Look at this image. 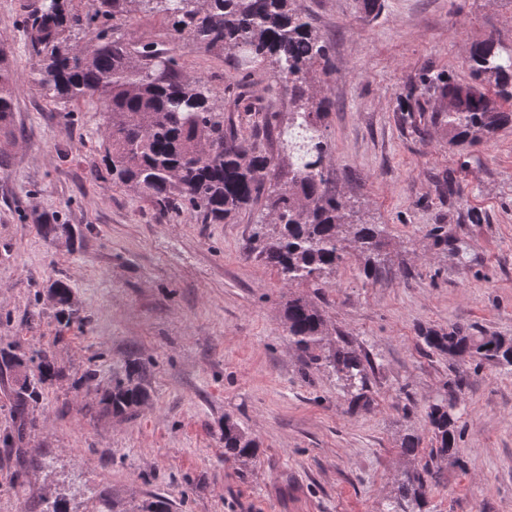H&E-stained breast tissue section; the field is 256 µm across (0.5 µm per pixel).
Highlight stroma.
I'll use <instances>...</instances> for the list:
<instances>
[{"label":"stroma","instance_id":"1","mask_svg":"<svg viewBox=\"0 0 512 512\" xmlns=\"http://www.w3.org/2000/svg\"><path fill=\"white\" fill-rule=\"evenodd\" d=\"M41 3L0 0V50L18 80L14 138L0 142V348L50 350L65 377L21 416L15 374H0V432L16 433L0 450V512H39L38 493L66 512H97L102 496L114 512H144L156 495L172 512H388L404 473L429 458L423 405L444 397L454 369L467 379L459 435L428 508L512 512V372L449 367L420 339L454 325L512 336V126L452 146L433 97L407 96L423 71L470 82L472 44L491 33L512 43V0H382L370 15L360 0H303L334 65L317 77L333 102L321 122L329 183L386 236L377 278L352 255L316 296L333 337L372 363L366 409L351 407L332 369L304 374L288 343L286 303L311 290L284 286L251 252L263 202L203 224L113 183L103 106L37 84L27 24ZM102 34L174 56L207 82L225 122H244L238 96L259 98L277 115L259 142L279 152L291 103L268 64L196 50L136 4L76 41ZM58 278L73 289L69 321L48 295ZM131 357L146 366L148 400L115 417L99 400ZM228 416L259 442L244 474L224 458ZM408 434L421 438L418 456L401 451Z\"/></svg>","mask_w":512,"mask_h":512}]
</instances>
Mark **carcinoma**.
<instances>
[{"instance_id":"carcinoma-1","label":"carcinoma","mask_w":512,"mask_h":512,"mask_svg":"<svg viewBox=\"0 0 512 512\" xmlns=\"http://www.w3.org/2000/svg\"><path fill=\"white\" fill-rule=\"evenodd\" d=\"M66 0H43L29 24L32 47L39 56L38 84L53 99L97 101L106 108L104 161L112 180L162 210L192 212L202 224H231L243 209L265 198L269 221L254 226L257 257L275 267L288 287L304 284L321 294L328 275L345 262L350 251L365 259L364 274L374 278L382 269L383 229L355 218L346 197L329 188L324 165L327 144L318 124L330 100L313 85L315 67L332 73L329 49L307 21L302 0H127L166 13L176 35L199 50H229L237 64L261 57L272 64V75L288 85L293 111L289 125L314 132L303 145L299 162H289L262 149L244 127L224 125V113L211 103L212 90L200 79L181 76L177 60L144 45L135 48L122 38L100 36L81 46L66 35L68 25H82L67 15ZM472 82H443L428 73L419 85L437 91L435 116L448 127L449 142L476 145L512 125V46L490 36L469 52ZM168 65L163 83L154 79L161 63ZM17 78L0 52V134L11 131ZM243 112L268 128L275 114L254 101ZM274 184L266 186L268 176ZM49 295L61 316H70L74 302L70 285L56 279ZM288 341L306 358V369L332 368L344 383L353 408H367L370 361L349 342L338 344L322 311L302 297L285 308ZM427 352L450 361L491 362L512 371V336L487 335L453 326L446 332L421 333ZM37 372L18 379L21 413L39 400L42 386L65 377L47 350L37 352ZM146 367L136 359L113 380L101 403L114 416L135 413L148 398L142 382ZM464 378L454 374L447 395L424 404L436 448L431 458L455 454L460 411L454 400ZM224 459L247 470L256 459V437L229 416L220 427ZM438 475L424 463L404 473L396 496L397 512H427V494Z\"/></svg>"}]
</instances>
